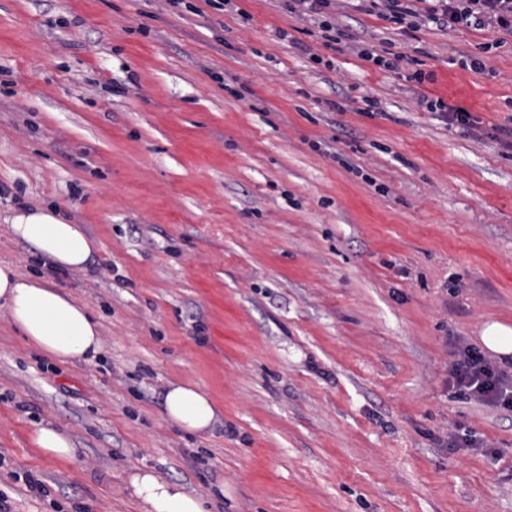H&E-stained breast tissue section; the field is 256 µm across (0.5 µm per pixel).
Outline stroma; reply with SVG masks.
<instances>
[{
	"mask_svg": "<svg viewBox=\"0 0 512 512\" xmlns=\"http://www.w3.org/2000/svg\"><path fill=\"white\" fill-rule=\"evenodd\" d=\"M289 2L0 0V262L85 304L102 339L61 363L0 308L14 512H141L139 470L209 512H512V412L448 389L458 345L512 328V148L492 136L512 128V39L478 74L460 55L492 33L411 37L338 0L337 23L432 73L413 86ZM32 205L97 241L88 269L12 235ZM172 381L211 396L213 435L165 420ZM46 422L73 458L36 446ZM426 104V108L428 111L448 112L449 125H456L457 127L467 129L477 137L484 134V130H482V128L476 124L477 122L472 119L470 112H468L464 108L447 104L442 99H437L436 101L430 102L426 101Z\"/></svg>",
	"mask_w": 512,
	"mask_h": 512,
	"instance_id": "stroma-1",
	"label": "stroma"
}]
</instances>
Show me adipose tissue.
Masks as SVG:
<instances>
[{"mask_svg":"<svg viewBox=\"0 0 512 512\" xmlns=\"http://www.w3.org/2000/svg\"><path fill=\"white\" fill-rule=\"evenodd\" d=\"M10 228L14 237L31 244L42 259L59 269L86 268L97 249L94 239L54 207L17 209ZM1 307L28 344L59 361H90L101 351L98 326L85 305L5 263L0 264ZM162 404L166 419L191 434L212 435L219 422V410L210 395L191 383H169ZM129 486L142 512H206L202 498L152 473L133 474Z\"/></svg>","mask_w":512,"mask_h":512,"instance_id":"adipose-tissue-1","label":"adipose tissue"}]
</instances>
